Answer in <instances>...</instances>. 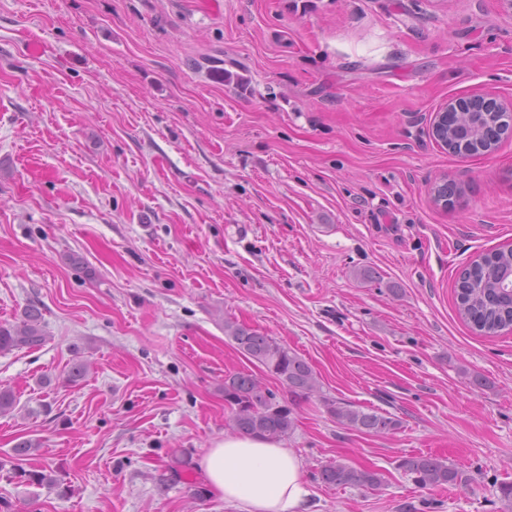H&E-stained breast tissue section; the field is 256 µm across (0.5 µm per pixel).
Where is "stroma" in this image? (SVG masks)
Listing matches in <instances>:
<instances>
[{
  "label": "stroma",
  "instance_id": "35a3bbf8",
  "mask_svg": "<svg viewBox=\"0 0 512 512\" xmlns=\"http://www.w3.org/2000/svg\"><path fill=\"white\" fill-rule=\"evenodd\" d=\"M478 91L512 99L502 0H0V325L35 308L47 336L0 352V512H240L199 466L230 429L224 375L287 390L228 318L402 422L301 403L283 445L309 512H503L512 332L474 334L454 284L512 244V135L466 156L431 132ZM23 441L52 486L7 467ZM419 454L468 484L419 488L398 467ZM336 457L382 489L324 485Z\"/></svg>",
  "mask_w": 512,
  "mask_h": 512
}]
</instances>
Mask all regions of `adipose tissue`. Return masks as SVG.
<instances>
[{
    "label": "adipose tissue",
    "mask_w": 512,
    "mask_h": 512,
    "mask_svg": "<svg viewBox=\"0 0 512 512\" xmlns=\"http://www.w3.org/2000/svg\"><path fill=\"white\" fill-rule=\"evenodd\" d=\"M200 468L211 490L242 512H305L309 491L294 449L226 432Z\"/></svg>",
    "instance_id": "1"
}]
</instances>
